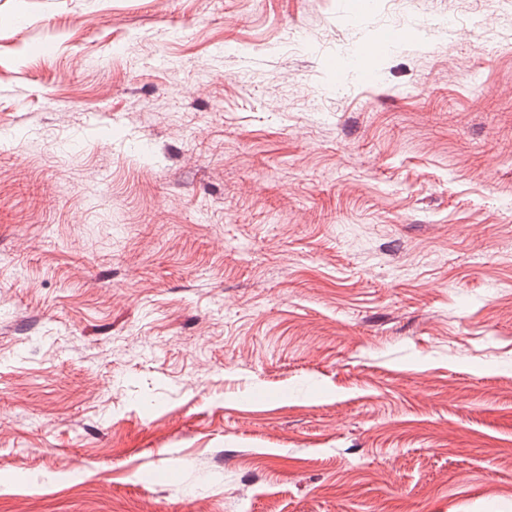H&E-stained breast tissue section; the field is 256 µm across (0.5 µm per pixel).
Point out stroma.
<instances>
[{
  "mask_svg": "<svg viewBox=\"0 0 512 512\" xmlns=\"http://www.w3.org/2000/svg\"><path fill=\"white\" fill-rule=\"evenodd\" d=\"M511 33L0 0V512H512Z\"/></svg>",
  "mask_w": 512,
  "mask_h": 512,
  "instance_id": "35a3bbf8",
  "label": "stroma"
}]
</instances>
